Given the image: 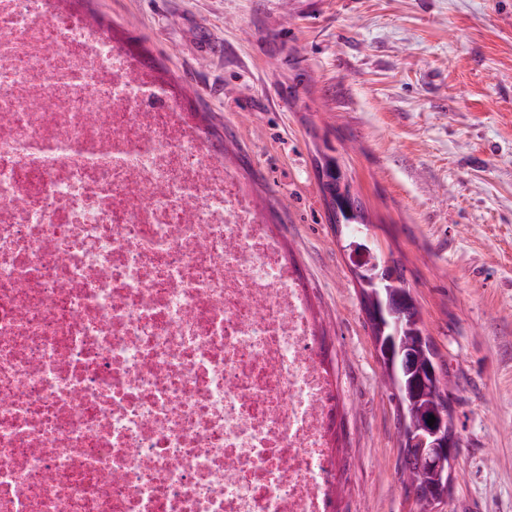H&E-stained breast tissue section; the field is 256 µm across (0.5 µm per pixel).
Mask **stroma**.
<instances>
[{
    "mask_svg": "<svg viewBox=\"0 0 512 512\" xmlns=\"http://www.w3.org/2000/svg\"><path fill=\"white\" fill-rule=\"evenodd\" d=\"M224 140L338 389V512H420L321 191L337 161L456 382L437 512H512V0H93Z\"/></svg>",
    "mask_w": 512,
    "mask_h": 512,
    "instance_id": "stroma-1",
    "label": "stroma"
}]
</instances>
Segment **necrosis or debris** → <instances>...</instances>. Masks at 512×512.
I'll return each mask as SVG.
<instances>
[{
	"instance_id": "obj_1",
	"label": "necrosis or debris",
	"mask_w": 512,
	"mask_h": 512,
	"mask_svg": "<svg viewBox=\"0 0 512 512\" xmlns=\"http://www.w3.org/2000/svg\"><path fill=\"white\" fill-rule=\"evenodd\" d=\"M280 238L73 0H0V512H336Z\"/></svg>"
}]
</instances>
